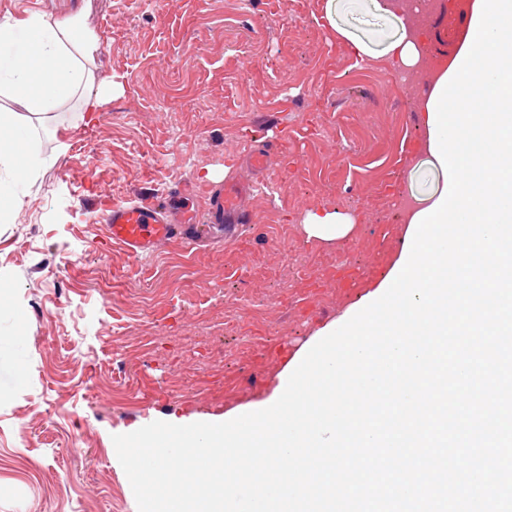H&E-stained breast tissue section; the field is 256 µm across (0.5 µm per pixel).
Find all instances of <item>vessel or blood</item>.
Listing matches in <instances>:
<instances>
[{
    "label": "vessel or blood",
    "instance_id": "1",
    "mask_svg": "<svg viewBox=\"0 0 512 512\" xmlns=\"http://www.w3.org/2000/svg\"><path fill=\"white\" fill-rule=\"evenodd\" d=\"M248 191L247 184L233 180L212 190L208 221L204 224L197 223L194 213L182 207L187 193L183 187L164 198L150 192L137 193L133 199L100 212L99 219L113 244L132 256L147 257L162 244L189 245L203 239L220 241L234 237L239 225L248 221L241 206Z\"/></svg>",
    "mask_w": 512,
    "mask_h": 512
}]
</instances>
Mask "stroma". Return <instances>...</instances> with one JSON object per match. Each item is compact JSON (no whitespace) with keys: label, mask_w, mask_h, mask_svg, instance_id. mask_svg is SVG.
<instances>
[{"label":"stroma","mask_w":512,"mask_h":512,"mask_svg":"<svg viewBox=\"0 0 512 512\" xmlns=\"http://www.w3.org/2000/svg\"><path fill=\"white\" fill-rule=\"evenodd\" d=\"M326 0H0V20L85 16L111 94L95 120L69 100L34 120L43 151L68 148L0 223V512H138L113 435L160 420L250 412L319 330L372 292L402 246L407 203L442 174L424 148L423 77L360 60L332 36ZM337 20L381 47L394 24L372 0ZM287 132L267 168L264 140ZM257 184L234 242L107 244L99 208L184 183ZM355 216L352 234L307 240V211ZM335 268L309 285L295 263ZM217 350L213 364L197 352Z\"/></svg>","instance_id":"obj_1"}]
</instances>
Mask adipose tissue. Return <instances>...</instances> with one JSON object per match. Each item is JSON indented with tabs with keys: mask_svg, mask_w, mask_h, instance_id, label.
Segmentation results:
<instances>
[{
	"mask_svg": "<svg viewBox=\"0 0 512 512\" xmlns=\"http://www.w3.org/2000/svg\"><path fill=\"white\" fill-rule=\"evenodd\" d=\"M395 34L384 55L404 67L417 65L428 47L423 34L409 30L404 17L394 20ZM102 48L99 34L78 16L52 20L31 13L0 22V94L19 100L28 112L41 114L79 97L82 112L100 108L108 91L91 68ZM48 162L32 134L14 112L0 108V222L21 205L20 189ZM353 216L329 210L308 211L302 229L310 240L332 242L353 231Z\"/></svg>",
	"mask_w": 512,
	"mask_h": 512,
	"instance_id": "obj_1",
	"label": "adipose tissue"
}]
</instances>
